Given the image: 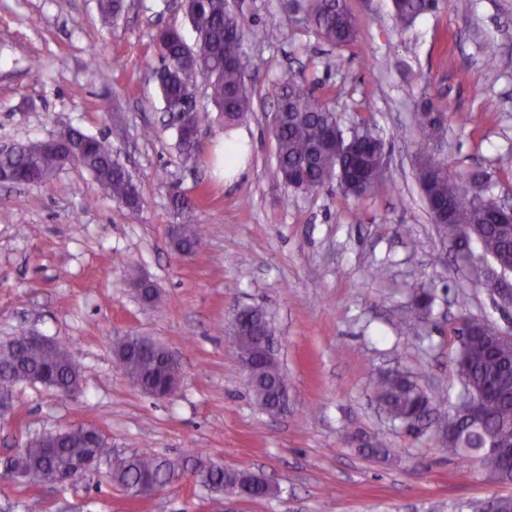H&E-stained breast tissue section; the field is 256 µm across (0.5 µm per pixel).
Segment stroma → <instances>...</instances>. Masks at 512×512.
I'll list each match as a JSON object with an SVG mask.
<instances>
[{
    "instance_id": "35a3bbf8",
    "label": "stroma",
    "mask_w": 512,
    "mask_h": 512,
    "mask_svg": "<svg viewBox=\"0 0 512 512\" xmlns=\"http://www.w3.org/2000/svg\"><path fill=\"white\" fill-rule=\"evenodd\" d=\"M125 3L105 28L97 0H0V144L42 141L66 126L107 135L143 200L130 212L78 166L39 185L0 184V344L24 329L66 344L81 368L71 395L15 386L0 414V512H218V494L197 483L130 498L104 465L74 486L6 471L27 440L81 425L116 454L179 459L195 450L277 487L235 503L236 512H469L512 496V483L450 459L434 428L413 435L386 419L371 391L376 372L400 369L455 401L459 320L512 328V314L477 282L481 252L455 260L433 224L410 127L415 102L430 98L448 117L438 152L449 171L481 172L491 193L512 197V169L498 162L512 153V0H440L404 30L388 0H349L360 36L340 49L288 16L284 0H244V29L271 13L285 22L278 41L243 45L254 110L239 126L247 156L229 177L223 122L211 119L200 160L183 164L147 76L159 28L178 27L189 42L194 31L172 0ZM490 44L499 51L492 70L483 63ZM339 55L349 60L342 70ZM287 72L343 126L367 123L384 140L388 178L377 192L280 184L269 120ZM175 193L200 200L192 221L205 243L189 261L171 247ZM140 281L162 305L141 300ZM413 288L435 291L426 321L413 317ZM242 305L262 306L272 321L287 413L254 402L225 336ZM128 334L152 337L178 359L170 398L153 399L125 376L112 344ZM358 430L390 448V460L363 457L350 439Z\"/></svg>"
}]
</instances>
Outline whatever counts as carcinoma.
<instances>
[{"label": "carcinoma", "mask_w": 512, "mask_h": 512, "mask_svg": "<svg viewBox=\"0 0 512 512\" xmlns=\"http://www.w3.org/2000/svg\"><path fill=\"white\" fill-rule=\"evenodd\" d=\"M438 0H391L392 16L402 28L411 26L422 14L433 11ZM98 18L110 26L122 14L124 0H98ZM182 8L195 32V41L188 44L179 29L167 27L155 34L158 60L163 72L159 93L163 108L177 111L183 106L187 91L203 79L210 89V100L224 116L228 131L253 111L252 95L244 79L243 69L234 59L241 55L243 41L250 39L270 43L278 38L281 18L270 14L257 29L245 31L240 26L238 11L228 0H184ZM294 10L303 14L308 23L330 44L344 47L359 35V22L347 5V0H298ZM274 111L277 112L271 133L275 142L276 174L286 187L297 192L317 190L336 184L344 195L361 197L380 189L386 178L387 163L381 154L385 144L376 143L380 156L373 158L358 184L348 182L345 171L355 161L351 136L374 139L366 126L348 133L335 110L321 103L304 83L285 75L278 83ZM446 115L433 105L417 107L414 124L420 142L416 178L424 201L440 218L451 214V223H437L439 232L458 247L461 258L477 246L501 271L512 269V227L497 224L493 216L497 200L482 193L484 175H469L471 188L448 173L447 163L430 144L442 140ZM179 155L186 162L197 161L200 141L187 127H172ZM64 152L46 149L40 142L20 144L1 157L0 170L27 173L41 182L62 169L64 162L76 160L98 182L112 200L131 212L142 207V198L112 144L105 136H90L69 128L58 134ZM205 230L199 224L176 225L174 246L179 251L195 252L202 244ZM417 313L430 315L434 296L428 288H413ZM272 332L266 313L258 308L248 321L232 322L225 329L232 344L249 342L256 357L252 363L249 385L257 405L267 411L277 406L288 393V376L278 357L266 353V343L257 331ZM459 348L454 357L460 385L457 401L463 410L443 418L439 434L448 455L466 462H476L488 479H500L504 462L498 446L512 441V349L499 344L494 324L476 320L456 330ZM164 346L147 336L131 335L120 339L115 353L124 372L142 391L158 387L170 373L163 362ZM49 376L56 388L66 390L79 385L81 371L66 346L52 341L43 344L31 340L24 332L8 344L0 346V396L11 393L19 381H33ZM377 403L393 421L405 423L422 401L440 403L424 389L411 373L381 374L373 383ZM351 440L358 451L371 458L387 461L390 449L379 440L354 432ZM110 462V478L129 496L141 498L145 487H165L175 478L191 470V475L212 492L239 490L246 486L254 498L275 495L276 490L261 476L240 469L220 468L206 458L191 454L185 459H159L147 454L112 456L107 442L93 443L86 428L72 427L54 439L48 447L42 439L28 442L12 458L10 467L29 481L39 484L51 477L72 471L88 455ZM512 512V497L501 496L494 503L486 501L471 506L472 512Z\"/></svg>", "instance_id": "carcinoma-1"}]
</instances>
